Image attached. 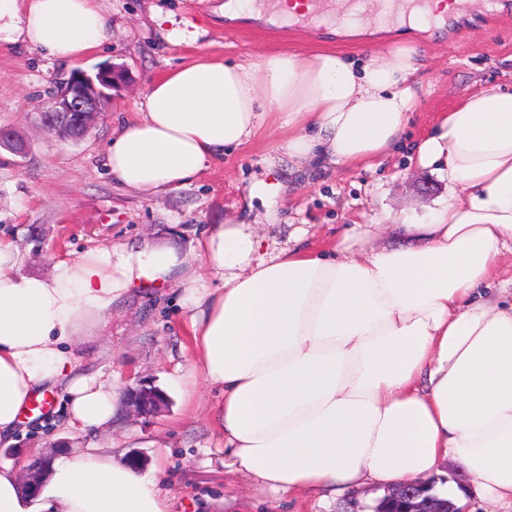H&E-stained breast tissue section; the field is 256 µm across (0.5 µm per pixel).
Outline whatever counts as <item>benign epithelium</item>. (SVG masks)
<instances>
[{"label": "benign epithelium", "mask_w": 512, "mask_h": 512, "mask_svg": "<svg viewBox=\"0 0 512 512\" xmlns=\"http://www.w3.org/2000/svg\"><path fill=\"white\" fill-rule=\"evenodd\" d=\"M126 82V69L113 65L97 73L96 78L78 72L67 79L64 87L42 108L43 122L57 134L79 140L86 135L103 112L102 102L110 97L111 90ZM164 395L141 380L128 383L124 387L126 410L136 417H151L165 406ZM52 458L44 457L23 472L21 489L27 492L37 490L47 475ZM425 481L414 480L396 484L387 489L379 499L375 512H386L385 505L390 501L407 504L405 512H428L427 503L422 501L418 488Z\"/></svg>", "instance_id": "obj_1"}]
</instances>
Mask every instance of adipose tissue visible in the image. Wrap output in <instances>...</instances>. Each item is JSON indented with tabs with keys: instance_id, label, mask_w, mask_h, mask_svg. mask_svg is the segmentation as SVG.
Listing matches in <instances>:
<instances>
[{
	"instance_id": "1",
	"label": "adipose tissue",
	"mask_w": 512,
	"mask_h": 512,
	"mask_svg": "<svg viewBox=\"0 0 512 512\" xmlns=\"http://www.w3.org/2000/svg\"><path fill=\"white\" fill-rule=\"evenodd\" d=\"M230 21L292 24L285 0H224ZM446 0H355L343 26L391 34L384 55L280 51L253 62L202 57L148 86L138 118L113 134L105 165L149 195L182 184L266 127L302 163L350 165L388 154L418 106L411 31L444 25ZM109 39L101 0H0V45L75 62ZM411 164L446 180L422 224L387 237L354 225L314 251L266 245L252 224H214L185 252L142 239L23 268L0 240V435L35 393L64 386L71 426L108 428L123 389L87 374L75 349L121 298L183 290L196 370L222 390L215 420L231 467L286 497L368 482L429 479L455 461L452 488L512 512V287H494L512 253V91L460 100L420 139ZM23 463L0 465V512H168L156 476L101 448L61 454L38 494Z\"/></svg>"
}]
</instances>
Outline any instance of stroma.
Returning <instances> with one entry per match:
<instances>
[{
  "label": "stroma",
  "mask_w": 512,
  "mask_h": 512,
  "mask_svg": "<svg viewBox=\"0 0 512 512\" xmlns=\"http://www.w3.org/2000/svg\"><path fill=\"white\" fill-rule=\"evenodd\" d=\"M224 0H103L111 38L77 64L50 61L36 49L0 46V128L26 143L25 155L0 148V236L25 258V271L46 274L57 260L144 238L190 251L212 224H254L285 242L290 225L307 229L306 245L335 240L349 224H401L425 217L448 189L437 174L409 164L414 142L462 98L512 87V16L470 10L454 27L412 36L420 104L390 154L367 164L308 170L276 146L281 130L266 128L249 144L213 161L186 183L144 196L114 181L105 149L123 123L137 118L148 84L200 57L245 63L261 53L308 54L334 47L352 55L385 53L383 35L327 36L323 29L238 26L219 19ZM172 15L184 32L170 42L153 18ZM114 65L129 79L89 133L73 142L41 119L48 93L72 69L93 76ZM181 291H141L113 304L98 336L77 351L85 372L162 389L167 407L151 418L121 414L105 431L68 424V400L54 388L51 411L0 440V461H35L59 443L109 448L116 461L139 456L167 492L169 512H372L384 489L367 485L334 501L307 495L291 501L260 489L224 464V439L213 412L221 393L189 384L197 355Z\"/></svg>",
  "instance_id": "35a3bbf8"
}]
</instances>
